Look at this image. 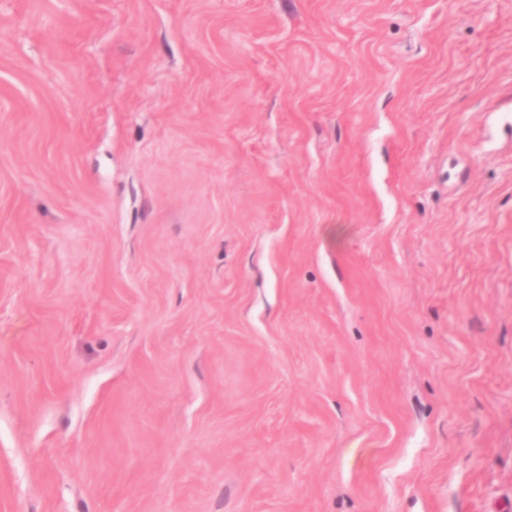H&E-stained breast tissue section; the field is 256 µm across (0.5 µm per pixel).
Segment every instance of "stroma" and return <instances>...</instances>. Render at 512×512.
I'll list each match as a JSON object with an SVG mask.
<instances>
[{"mask_svg": "<svg viewBox=\"0 0 512 512\" xmlns=\"http://www.w3.org/2000/svg\"><path fill=\"white\" fill-rule=\"evenodd\" d=\"M0 512H512V0H0Z\"/></svg>", "mask_w": 512, "mask_h": 512, "instance_id": "stroma-1", "label": "stroma"}]
</instances>
